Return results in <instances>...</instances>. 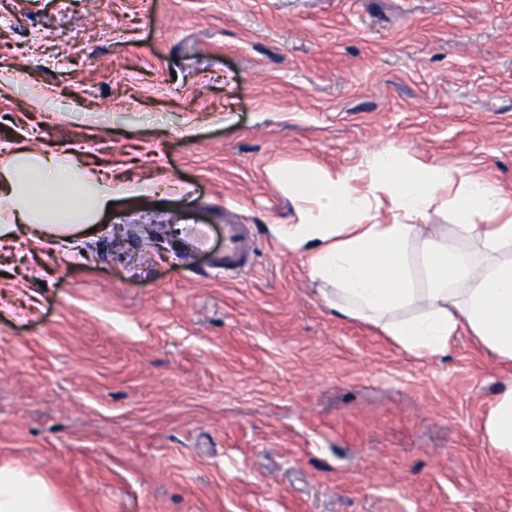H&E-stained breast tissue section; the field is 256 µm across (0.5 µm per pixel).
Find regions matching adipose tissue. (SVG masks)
Segmentation results:
<instances>
[{"instance_id": "1", "label": "adipose tissue", "mask_w": 512, "mask_h": 512, "mask_svg": "<svg viewBox=\"0 0 512 512\" xmlns=\"http://www.w3.org/2000/svg\"><path fill=\"white\" fill-rule=\"evenodd\" d=\"M268 175L297 210L296 222L274 225V235L306 256L341 318L370 324L417 356L446 355L465 333L512 369L511 196L388 150L361 169L281 163ZM112 193L111 180L66 156L18 147L0 164V246L25 237L56 248L90 230ZM438 205L454 220L450 235L423 223ZM482 428L492 450L512 459V386ZM0 512L68 510L40 476L1 467Z\"/></svg>"}]
</instances>
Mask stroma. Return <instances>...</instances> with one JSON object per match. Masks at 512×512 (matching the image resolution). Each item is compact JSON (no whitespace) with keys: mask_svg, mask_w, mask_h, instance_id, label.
<instances>
[{"mask_svg":"<svg viewBox=\"0 0 512 512\" xmlns=\"http://www.w3.org/2000/svg\"><path fill=\"white\" fill-rule=\"evenodd\" d=\"M22 143L117 192L79 253L0 262V466L70 512H512L481 431L511 380L470 336L418 358L338 318L267 174L387 149L512 194V0H0ZM187 212L206 249L144 250ZM244 224H228L224 227L228 241L224 247V274L242 272L247 267L250 253V239L246 237Z\"/></svg>","mask_w":512,"mask_h":512,"instance_id":"35a3bbf8","label":"stroma"}]
</instances>
